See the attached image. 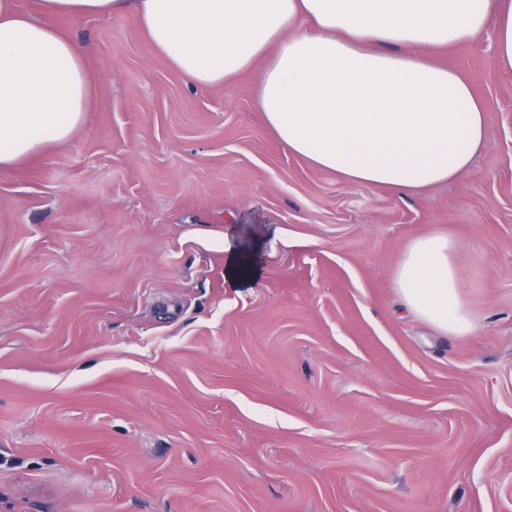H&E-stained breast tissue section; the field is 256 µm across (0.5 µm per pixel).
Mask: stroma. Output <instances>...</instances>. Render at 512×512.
<instances>
[{"mask_svg":"<svg viewBox=\"0 0 512 512\" xmlns=\"http://www.w3.org/2000/svg\"><path fill=\"white\" fill-rule=\"evenodd\" d=\"M65 143L0 170V512H512V71L437 53L487 121L471 173L348 185L272 138L256 72L192 88L127 17L70 24ZM445 230L477 331L400 304ZM257 248L224 279L223 237Z\"/></svg>","mask_w":512,"mask_h":512,"instance_id":"1","label":"stroma"}]
</instances>
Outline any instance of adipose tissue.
Returning <instances> with one entry per match:
<instances>
[{"label": "adipose tissue", "mask_w": 512, "mask_h": 512, "mask_svg": "<svg viewBox=\"0 0 512 512\" xmlns=\"http://www.w3.org/2000/svg\"><path fill=\"white\" fill-rule=\"evenodd\" d=\"M128 17L191 87L264 66L257 109L276 142L348 184L424 189L472 171L486 138L472 87L436 63L438 48L486 29L512 69V0H0V170L67 141L89 110L84 46L63 28ZM448 233L410 239L393 285L440 334L477 323Z\"/></svg>", "instance_id": "1"}]
</instances>
